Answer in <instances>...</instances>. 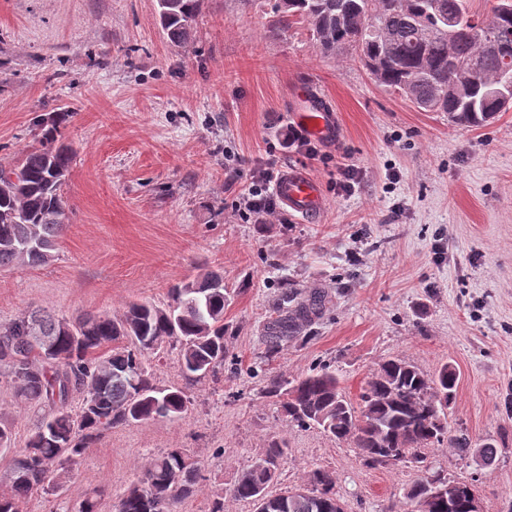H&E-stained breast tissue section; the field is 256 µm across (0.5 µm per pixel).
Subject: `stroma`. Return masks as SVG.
<instances>
[{
	"instance_id": "35a3bbf8",
	"label": "stroma",
	"mask_w": 512,
	"mask_h": 512,
	"mask_svg": "<svg viewBox=\"0 0 512 512\" xmlns=\"http://www.w3.org/2000/svg\"><path fill=\"white\" fill-rule=\"evenodd\" d=\"M273 0H202L185 47L164 37L157 0H0V167L37 145L40 119L67 113L75 157L63 186L68 226L43 265L0 270V324L30 309L75 319L166 303L206 269L224 275L228 353L219 381L185 379L177 350L150 357L159 386L195 401L182 419L103 433L61 496L28 512H63L89 492L115 512L149 452L186 448L203 466L178 512H210L272 437L288 457L269 494L331 471L345 512H402L403 489L433 473L471 486L483 512H512V111L465 127L378 85L346 53L324 52L310 24L275 26ZM303 93L332 112L316 154L286 147ZM276 161L317 183L315 213L284 224L241 220L254 174ZM358 179L342 192L337 169ZM323 314L267 352L287 295L312 292ZM404 357L432 374L454 365L452 434L494 443L491 465L438 447L424 463L370 467L315 427L288 423L263 389L317 365L351 402L378 365ZM42 410L0 378V420L25 447Z\"/></svg>"
}]
</instances>
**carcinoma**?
Listing matches in <instances>:
<instances>
[{
  "mask_svg": "<svg viewBox=\"0 0 512 512\" xmlns=\"http://www.w3.org/2000/svg\"><path fill=\"white\" fill-rule=\"evenodd\" d=\"M168 41L185 44L201 0H157ZM276 23L288 29L296 18L312 25L313 38L326 52L355 53L381 85L425 111L446 112L448 120L480 126L500 112L494 89L512 70V11L497 10L484 24L470 15L465 0H275ZM461 15L449 37L448 17ZM460 75L448 79V67ZM59 112L41 146L17 165L0 168V269L17 262L42 265L67 227L62 193L73 160L58 142ZM224 277L217 272L170 289L164 306L131 303L119 317L87 315L74 322L32 311L0 326V366L16 397L48 408L26 447L15 452L0 479V512H27L31 499L54 494L105 431L156 418L181 419L194 403L181 387H159L149 356L165 342L179 349V370L187 377H218L224 370ZM318 292L267 325V352L322 314ZM458 374L444 365L434 374L392 357L366 381L355 405L336 373L323 366L288 381L269 379L265 394L276 399L288 422L317 427L347 441L372 466L426 460L424 450L448 444L469 451L464 438L448 436V409ZM80 406H72L74 396ZM288 456L285 439H271L264 455L242 471L230 489L250 501L255 512H343L336 479L317 468L308 483L276 495L268 487ZM202 479L199 461L186 449L146 458L141 479L118 499L116 512H177L194 496ZM430 480L405 488L406 512H469L473 490L452 481L448 498L424 501Z\"/></svg>",
  "mask_w": 512,
  "mask_h": 512,
  "instance_id": "carcinoma-1",
  "label": "carcinoma"
}]
</instances>
